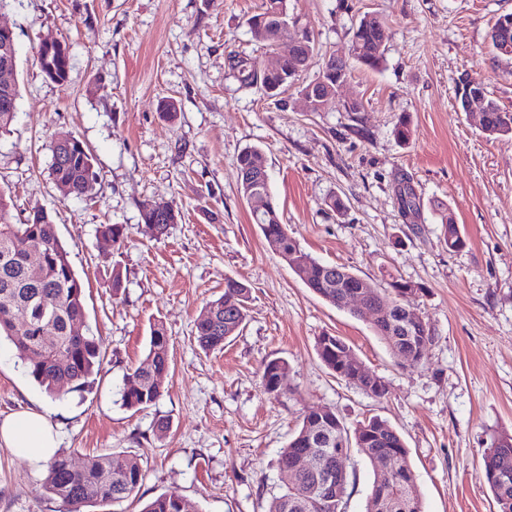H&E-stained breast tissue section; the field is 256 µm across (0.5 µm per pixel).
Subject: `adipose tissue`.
Listing matches in <instances>:
<instances>
[{
	"mask_svg": "<svg viewBox=\"0 0 512 512\" xmlns=\"http://www.w3.org/2000/svg\"><path fill=\"white\" fill-rule=\"evenodd\" d=\"M0 442L39 467L56 455L60 434L44 414L26 410L0 419Z\"/></svg>",
	"mask_w": 512,
	"mask_h": 512,
	"instance_id": "adipose-tissue-1",
	"label": "adipose tissue"
}]
</instances>
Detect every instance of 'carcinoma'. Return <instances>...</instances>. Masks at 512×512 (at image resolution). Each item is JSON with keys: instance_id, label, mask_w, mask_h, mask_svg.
I'll return each instance as SVG.
<instances>
[{"instance_id": "obj_1", "label": "carcinoma", "mask_w": 512, "mask_h": 512, "mask_svg": "<svg viewBox=\"0 0 512 512\" xmlns=\"http://www.w3.org/2000/svg\"><path fill=\"white\" fill-rule=\"evenodd\" d=\"M255 43L269 54L267 72L257 77L249 59L229 54L230 68L245 85H267L276 97L295 84L301 73L315 58V43L307 25L290 13L289 0H263L260 11L247 20ZM284 37L295 41L297 54L292 59L276 55L275 47ZM388 28L380 17L367 14L352 26L349 57L339 61L333 73H325L327 63L319 72L325 83L319 86L324 99L336 95V83L347 79L355 66L377 69L383 63ZM41 71L55 83L67 81L70 69L69 50L64 49L39 60ZM491 110L485 113L489 138L512 134V116L503 121L506 109L488 98ZM239 192L242 196L263 195L267 206L252 214L253 223L261 230L267 246L282 260L290 262L300 250V244L286 225L282 224L278 206L269 190V175L263 153L246 148L237 157ZM49 175L65 197L82 198L87 187L97 185L100 175L93 157L83 142L74 135H63V141L52 146ZM12 198L0 191V340L9 342L18 359L27 365L29 375L44 391L54 396L64 390L78 391L89 383L96 365L100 364L101 345L97 337L85 332L72 335V325L85 320V294L69 253L60 242L50 215L35 208L22 221L12 213ZM156 203L142 204L141 221H157L162 233L177 223L178 215L155 218ZM98 237L112 247L124 243V228L120 224H101ZM442 234L450 249L465 244L458 225L443 217ZM301 280L319 298L338 309L349 289L344 283L363 287L369 301L391 310L390 321L374 325L376 335L402 358L406 365L416 367L426 359L433 342L428 323L411 327L398 317L400 306L408 303L407 291L415 285L394 280L387 288L360 277L342 265L327 264L315 257L303 270ZM250 289L233 278L224 281V294L206 304L195 322L194 335L205 351L222 349L247 317ZM27 317L28 327H16L18 315ZM53 318L54 343L43 342V327ZM170 337L166 329L151 327L146 361L149 369L138 366L127 373L120 391L121 406L144 410L160 398L164 379L169 372ZM315 349L322 363L341 379L375 398L388 394L384 379L367 367L347 343L338 336L324 333L317 337ZM288 374L287 361L276 358L267 361L261 370V386L274 398L284 394ZM322 436L326 445H315L313 433ZM357 452L374 466V479L366 502V512H423L417 479L409 461V453L401 435L385 421L371 417L347 427L329 407L309 408L301 425L280 453L279 469L283 492L274 497L268 512H345V497L349 477H344L335 499L328 503L316 501L318 483L339 472L343 460L341 449ZM316 458L313 469L288 479V470L301 457ZM485 481L496 503L497 512H512V437L493 439L482 455ZM143 466L135 455L100 454L87 457L77 465L61 453L45 466V476L39 492L60 503L59 512H82L86 506L120 502L136 495L144 480ZM143 512H196L194 506L176 491L164 492L147 503Z\"/></svg>"}]
</instances>
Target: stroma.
<instances>
[{"mask_svg":"<svg viewBox=\"0 0 512 512\" xmlns=\"http://www.w3.org/2000/svg\"><path fill=\"white\" fill-rule=\"evenodd\" d=\"M262 0H9L0 23L18 48L20 96L12 132L0 139V189L16 219L46 210L85 288L86 320L103 339V364L83 391L50 398L0 344V419L26 409L61 426V450L137 456L136 496L86 512H141L177 491L198 512H267L281 491L278 457L311 407L346 425L375 416L401 434L423 512H495L481 453L512 436V135L490 139L456 90L467 75L512 108V63L494 58L490 31L512 0H292L319 57L347 56L351 23L374 13L389 35L380 69L356 68L322 111L297 88L270 99L228 72L231 53L262 70L267 54L247 18ZM65 42V84L47 80L37 49ZM358 98L363 111H343ZM174 101L175 119L161 110ZM409 117L412 136L394 129ZM69 132L100 174L90 198H66L48 174L51 141ZM258 147L281 220L301 248L411 297L433 343L423 365H404L370 318L337 309L274 254L238 189L236 159ZM409 179L421 209L404 216L396 188ZM337 193L348 210L324 204ZM168 203L178 221L152 235L144 200ZM466 245L445 246L442 216ZM101 224L125 228L120 250L100 243ZM123 286L112 289V269ZM234 278L251 291L245 327L223 350L203 351L194 322ZM171 338L163 393L137 412L119 402L123 376L145 358L153 324ZM342 337L389 387L378 399L339 380L319 359L322 333ZM288 363L273 399L263 364ZM168 429L157 435L155 423ZM43 471L0 445V512H58L37 495Z\"/></svg>","mask_w":512,"mask_h":512,"instance_id":"obj_1","label":"stroma"}]
</instances>
